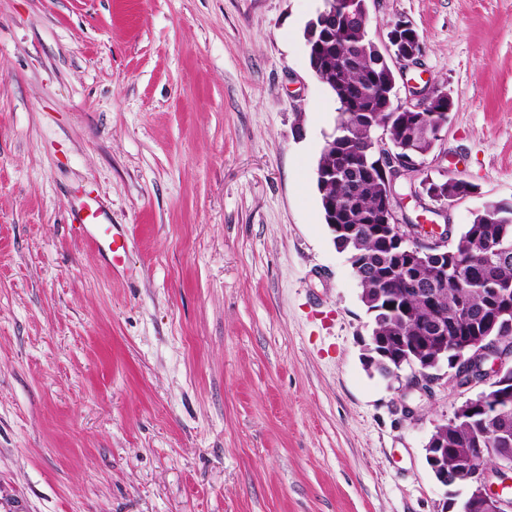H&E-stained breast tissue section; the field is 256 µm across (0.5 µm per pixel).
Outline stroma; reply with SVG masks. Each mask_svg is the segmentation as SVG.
I'll return each mask as SVG.
<instances>
[{
	"label": "stroma",
	"instance_id": "stroma-1",
	"mask_svg": "<svg viewBox=\"0 0 512 512\" xmlns=\"http://www.w3.org/2000/svg\"><path fill=\"white\" fill-rule=\"evenodd\" d=\"M323 0H0V512H441L425 460L474 397L367 369L324 221ZM452 100L461 233L512 203V0H367ZM98 199L110 266L69 225Z\"/></svg>",
	"mask_w": 512,
	"mask_h": 512
}]
</instances>
